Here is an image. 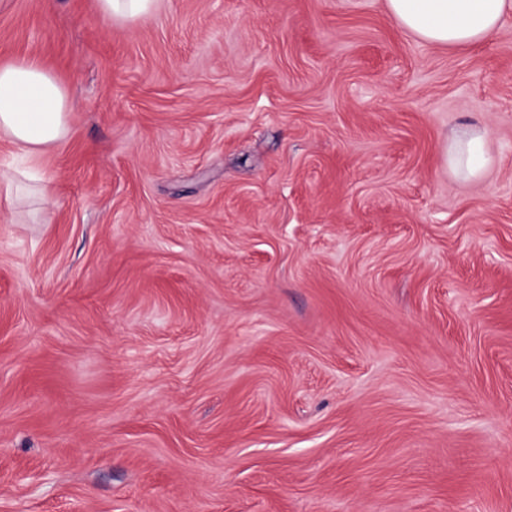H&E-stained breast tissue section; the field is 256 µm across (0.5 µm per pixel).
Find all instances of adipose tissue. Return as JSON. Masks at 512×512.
<instances>
[{"instance_id": "obj_1", "label": "adipose tissue", "mask_w": 512, "mask_h": 512, "mask_svg": "<svg viewBox=\"0 0 512 512\" xmlns=\"http://www.w3.org/2000/svg\"><path fill=\"white\" fill-rule=\"evenodd\" d=\"M389 14L420 41L461 49L489 39L512 15V0H387ZM76 105L59 79L38 61L0 65V137L28 161L60 148ZM488 133L469 127L442 148L449 171L464 181L481 180L493 164Z\"/></svg>"}]
</instances>
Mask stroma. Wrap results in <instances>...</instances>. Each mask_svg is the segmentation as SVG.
I'll list each match as a JSON object with an SVG mask.
<instances>
[{"mask_svg":"<svg viewBox=\"0 0 512 512\" xmlns=\"http://www.w3.org/2000/svg\"><path fill=\"white\" fill-rule=\"evenodd\" d=\"M21 58L78 107L0 193V512H512V16L0 0ZM158 0H98L101 16L112 21L136 22L150 14ZM389 14L420 41L461 49L489 39L512 15L511 0H387ZM487 141V131L478 126H471L450 138L442 148L445 166L460 180H481L493 165Z\"/></svg>","mask_w":512,"mask_h":512,"instance_id":"1","label":"stroma"}]
</instances>
